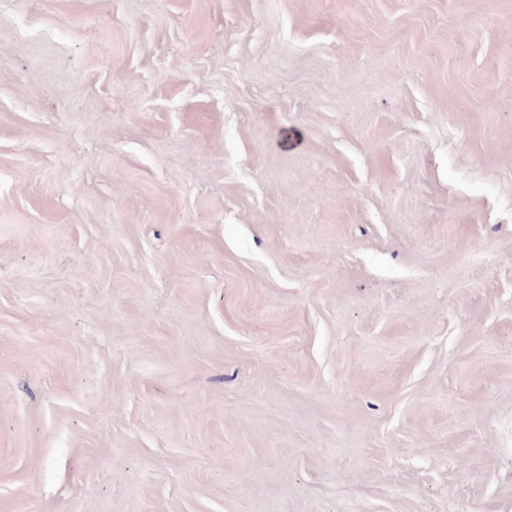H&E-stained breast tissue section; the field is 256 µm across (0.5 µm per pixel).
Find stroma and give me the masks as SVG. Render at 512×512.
I'll return each mask as SVG.
<instances>
[{
  "label": "stroma",
  "mask_w": 512,
  "mask_h": 512,
  "mask_svg": "<svg viewBox=\"0 0 512 512\" xmlns=\"http://www.w3.org/2000/svg\"><path fill=\"white\" fill-rule=\"evenodd\" d=\"M0 512H512V0H0Z\"/></svg>",
  "instance_id": "35a3bbf8"
}]
</instances>
